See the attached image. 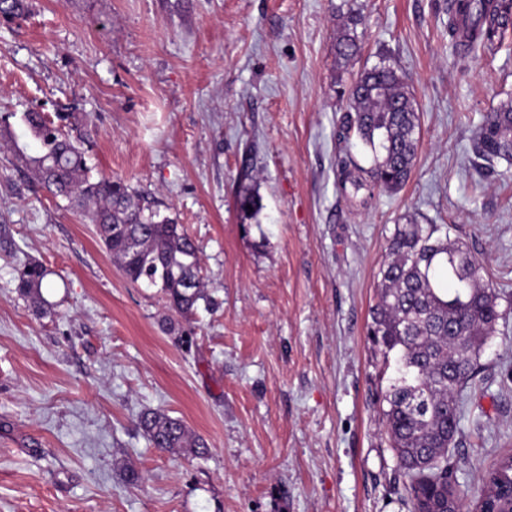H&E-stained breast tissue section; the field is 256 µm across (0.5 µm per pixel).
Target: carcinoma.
Masks as SVG:
<instances>
[{
    "instance_id": "1",
    "label": "carcinoma",
    "mask_w": 512,
    "mask_h": 512,
    "mask_svg": "<svg viewBox=\"0 0 512 512\" xmlns=\"http://www.w3.org/2000/svg\"><path fill=\"white\" fill-rule=\"evenodd\" d=\"M25 0H0V16L26 17ZM449 34L469 54L490 49L512 30V0H448ZM358 14L349 12L336 40V60L361 51ZM350 111L343 118L342 140L362 146L370 164L352 155L337 161L342 190L396 192L411 177L421 143L419 114L404 79L380 62L361 71L344 88ZM23 122L37 142L29 154L16 142L10 150L20 167L48 192L94 224L112 261L132 283L160 289L169 310L187 319L205 299L198 245L184 225L157 211L145 212L134 189L119 177H96L85 139L72 131L75 115L45 118L26 112ZM479 167L491 170L512 161V104L482 117L473 138ZM246 220L257 219L261 205L254 193L239 199ZM439 224L409 217L395 225L377 274L376 302L367 333L385 368L393 369L380 393L390 448L404 479L410 512H466L448 476V448L459 430L464 392L480 382L481 358L493 343L504 317L501 293L485 279L483 262L461 242L441 235ZM51 271L23 259L15 265L18 296L41 312H52L44 297ZM192 282L188 288L185 282ZM139 423L150 446L187 457H204L208 448L179 418L145 410ZM475 509L512 512V456L492 468L473 503Z\"/></svg>"
}]
</instances>
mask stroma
<instances>
[{"label": "stroma", "mask_w": 512, "mask_h": 512, "mask_svg": "<svg viewBox=\"0 0 512 512\" xmlns=\"http://www.w3.org/2000/svg\"><path fill=\"white\" fill-rule=\"evenodd\" d=\"M0 19V129L89 116L98 173L184 224L206 288L183 335L65 200L0 152V512H408L367 336L396 224H446L512 295V162L470 161L483 114L512 101V37L455 50L448 0H29ZM362 50L337 62L348 12ZM388 60L418 109L408 183L368 204L341 192L340 90ZM256 193L258 223L237 200ZM52 275L54 314L15 292L17 260ZM451 454L473 500L512 455V312L481 358ZM147 409L209 453L149 446ZM140 482L131 485L130 474Z\"/></svg>", "instance_id": "1"}]
</instances>
